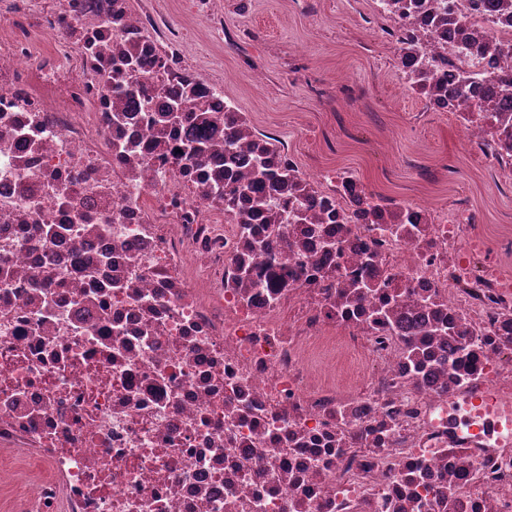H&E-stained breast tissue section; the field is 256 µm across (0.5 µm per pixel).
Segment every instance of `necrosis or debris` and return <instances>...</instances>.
<instances>
[{"mask_svg": "<svg viewBox=\"0 0 512 512\" xmlns=\"http://www.w3.org/2000/svg\"><path fill=\"white\" fill-rule=\"evenodd\" d=\"M512 175V0H373ZM132 0H0V447L23 512H512V274L469 211L307 173ZM280 282H272V274ZM45 476L39 466L19 462L11 449H0V512H15L12 501L24 496L30 483Z\"/></svg>", "mask_w": 512, "mask_h": 512, "instance_id": "4bbe7bcc", "label": "necrosis or debris"}]
</instances>
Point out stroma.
I'll return each mask as SVG.
<instances>
[{
  "instance_id": "35a3bbf8",
  "label": "stroma",
  "mask_w": 512,
  "mask_h": 512,
  "mask_svg": "<svg viewBox=\"0 0 512 512\" xmlns=\"http://www.w3.org/2000/svg\"><path fill=\"white\" fill-rule=\"evenodd\" d=\"M162 12L190 24L193 55L223 79L256 129L286 139L308 171L346 168L377 197L466 205L490 245L512 228V177L468 154L448 116L404 91L370 0H252L244 15L225 6V27L240 35L231 48L189 13L187 0H163ZM254 66L264 83L254 82ZM44 476L0 449V512H13V500Z\"/></svg>"
}]
</instances>
